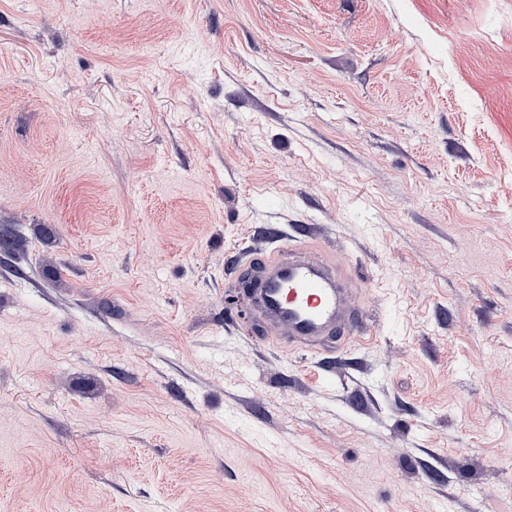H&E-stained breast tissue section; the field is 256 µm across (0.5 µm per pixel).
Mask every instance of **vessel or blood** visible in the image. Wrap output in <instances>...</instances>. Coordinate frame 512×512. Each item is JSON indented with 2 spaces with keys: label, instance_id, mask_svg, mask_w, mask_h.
<instances>
[{
  "label": "vessel or blood",
  "instance_id": "obj_1",
  "mask_svg": "<svg viewBox=\"0 0 512 512\" xmlns=\"http://www.w3.org/2000/svg\"><path fill=\"white\" fill-rule=\"evenodd\" d=\"M266 235L277 243L271 256L236 255L255 270L245 290L252 324L291 348L338 353L367 322L352 277L304 239L273 229Z\"/></svg>",
  "mask_w": 512,
  "mask_h": 512
}]
</instances>
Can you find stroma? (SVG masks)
<instances>
[{"mask_svg": "<svg viewBox=\"0 0 512 512\" xmlns=\"http://www.w3.org/2000/svg\"><path fill=\"white\" fill-rule=\"evenodd\" d=\"M0 512H512V0H0ZM266 230L269 242H281L270 257H258L265 250L231 257L256 270L244 290L251 323L289 348L338 353L367 324L352 277L303 238Z\"/></svg>", "mask_w": 512, "mask_h": 512, "instance_id": "1", "label": "stroma"}]
</instances>
